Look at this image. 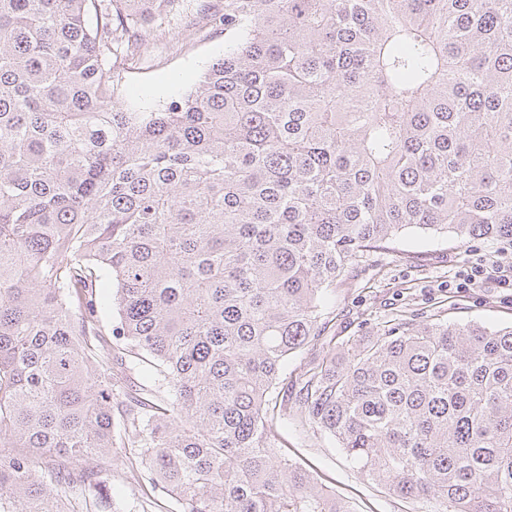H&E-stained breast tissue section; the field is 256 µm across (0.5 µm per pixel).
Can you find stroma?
Returning a JSON list of instances; mask_svg holds the SVG:
<instances>
[{
	"mask_svg": "<svg viewBox=\"0 0 512 512\" xmlns=\"http://www.w3.org/2000/svg\"><path fill=\"white\" fill-rule=\"evenodd\" d=\"M180 10L179 29L155 41L145 60L114 69L119 96L130 111L154 112L183 96L235 38L218 21L224 0H181ZM477 265L485 269L481 283L462 287L463 277ZM503 274L512 276L511 240L462 244L408 231L393 248L364 254L348 266L322 316L324 334L343 341L376 331L392 312L436 306L454 322L511 324L512 288L501 285ZM275 439L289 458L346 498L353 512H412L411 503L364 481L323 433L284 427Z\"/></svg>",
	"mask_w": 512,
	"mask_h": 512,
	"instance_id": "obj_1",
	"label": "stroma"
}]
</instances>
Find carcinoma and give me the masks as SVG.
Returning <instances> with one entry per match:
<instances>
[{
    "label": "carcinoma",
    "mask_w": 512,
    "mask_h": 512,
    "mask_svg": "<svg viewBox=\"0 0 512 512\" xmlns=\"http://www.w3.org/2000/svg\"><path fill=\"white\" fill-rule=\"evenodd\" d=\"M177 2L0 0V512H125L116 448L179 512H351L290 419L424 512H512V325L395 318L269 408L357 258L512 239V0H224V58L129 112L109 60ZM114 361L154 382L120 444Z\"/></svg>",
    "instance_id": "carcinoma-1"
}]
</instances>
